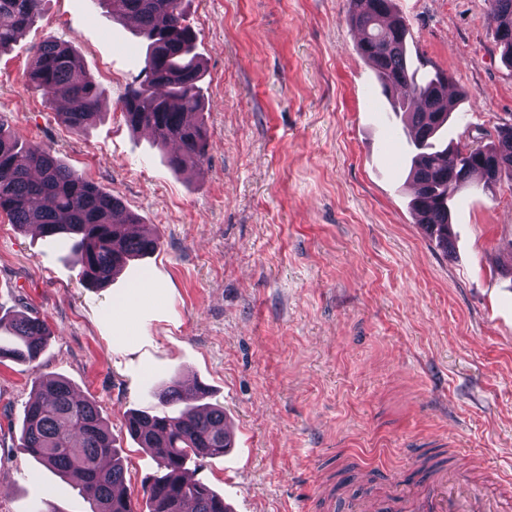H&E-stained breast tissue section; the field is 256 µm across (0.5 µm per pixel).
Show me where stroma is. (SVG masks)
Listing matches in <instances>:
<instances>
[{"mask_svg": "<svg viewBox=\"0 0 512 512\" xmlns=\"http://www.w3.org/2000/svg\"><path fill=\"white\" fill-rule=\"evenodd\" d=\"M204 61L202 173L121 113L143 78L134 30L92 0H43L0 55V116L24 143L119 198L157 250L103 288L49 239L0 215V311L45 320L32 363L0 361V512H89L71 480L18 447L35 375L93 401L144 512L158 464L127 434L173 374L206 384L234 432L224 456L191 465L232 512H293L353 463L348 494L414 481L416 450L450 443L455 464L512 475V181L464 187L440 247L415 223L405 128L358 54L347 0H184ZM425 81L451 79L447 137L486 144L512 121V68L485 0H394ZM71 45L103 91L99 116L67 127L29 82L46 39Z\"/></svg>", "mask_w": 512, "mask_h": 512, "instance_id": "stroma-1", "label": "stroma"}]
</instances>
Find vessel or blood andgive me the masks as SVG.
Wrapping results in <instances>:
<instances>
[{
    "instance_id": "vessel-or-blood-1",
    "label": "vessel or blood",
    "mask_w": 512,
    "mask_h": 512,
    "mask_svg": "<svg viewBox=\"0 0 512 512\" xmlns=\"http://www.w3.org/2000/svg\"><path fill=\"white\" fill-rule=\"evenodd\" d=\"M416 462V482L391 480L377 495L353 499L350 512H512V483L497 474L436 467L421 453Z\"/></svg>"
}]
</instances>
